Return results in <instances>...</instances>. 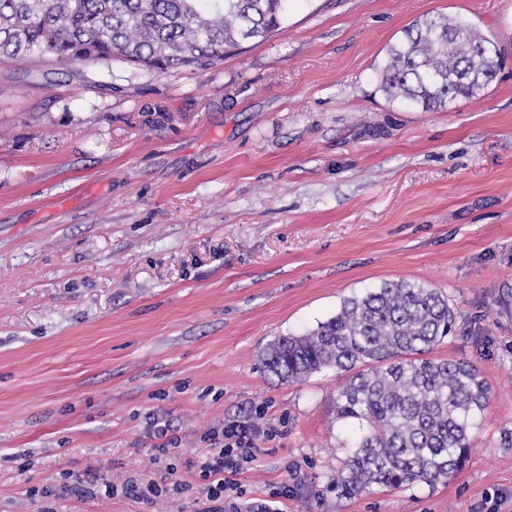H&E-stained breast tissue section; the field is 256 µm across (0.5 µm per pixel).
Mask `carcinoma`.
I'll use <instances>...</instances> for the list:
<instances>
[{"mask_svg": "<svg viewBox=\"0 0 512 512\" xmlns=\"http://www.w3.org/2000/svg\"><path fill=\"white\" fill-rule=\"evenodd\" d=\"M290 0H0V57L63 61L120 57L151 70L208 65L265 38ZM501 52L460 16L425 17L388 50L381 87L431 111L470 99L496 77ZM455 313L436 289L386 282L345 300L335 316L264 352L265 370L293 382L324 368L353 372L336 394L339 417L365 428L336 474L343 495L451 478L471 452L469 427L490 387L463 362L425 357Z\"/></svg>", "mask_w": 512, "mask_h": 512, "instance_id": "carcinoma-1", "label": "carcinoma"}]
</instances>
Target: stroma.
I'll return each instance as SVG.
<instances>
[{"label":"stroma","instance_id":"obj_1","mask_svg":"<svg viewBox=\"0 0 512 512\" xmlns=\"http://www.w3.org/2000/svg\"><path fill=\"white\" fill-rule=\"evenodd\" d=\"M459 13L497 43V77L443 110L391 99L390 46ZM403 279L447 297L429 357L473 365L490 402L448 481L341 495L345 374L285 382L261 357ZM252 413L238 481L250 499L288 484L283 512H471L497 493L512 512V0H295L267 38L165 73L0 58V512H207L189 463ZM102 479L184 490L100 499Z\"/></svg>","mask_w":512,"mask_h":512}]
</instances>
